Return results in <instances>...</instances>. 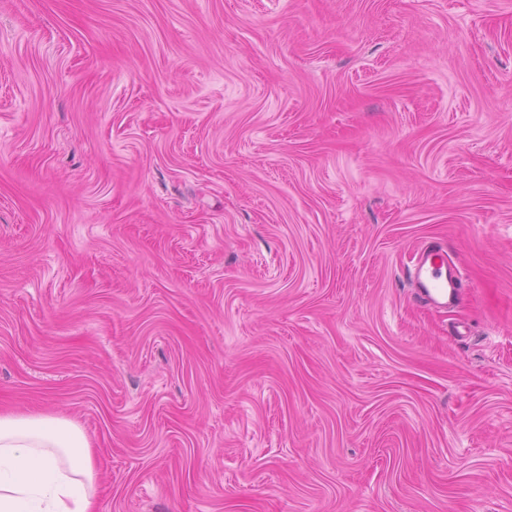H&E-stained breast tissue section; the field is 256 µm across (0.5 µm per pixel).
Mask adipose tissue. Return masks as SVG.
Wrapping results in <instances>:
<instances>
[{
    "mask_svg": "<svg viewBox=\"0 0 512 512\" xmlns=\"http://www.w3.org/2000/svg\"><path fill=\"white\" fill-rule=\"evenodd\" d=\"M89 440L57 415L0 413V512H94Z\"/></svg>",
    "mask_w": 512,
    "mask_h": 512,
    "instance_id": "obj_1",
    "label": "adipose tissue"
}]
</instances>
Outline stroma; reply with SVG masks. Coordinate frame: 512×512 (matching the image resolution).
<instances>
[{
    "instance_id": "35a3bbf8",
    "label": "stroma",
    "mask_w": 512,
    "mask_h": 512,
    "mask_svg": "<svg viewBox=\"0 0 512 512\" xmlns=\"http://www.w3.org/2000/svg\"><path fill=\"white\" fill-rule=\"evenodd\" d=\"M0 410L97 512H512V0H0ZM417 255L415 277L422 299L436 306L447 307L454 303L458 297V277L450 267L446 271L445 279L440 271L446 265V252L438 245L426 243ZM448 283L451 288L449 294L444 290L448 288Z\"/></svg>"
}]
</instances>
